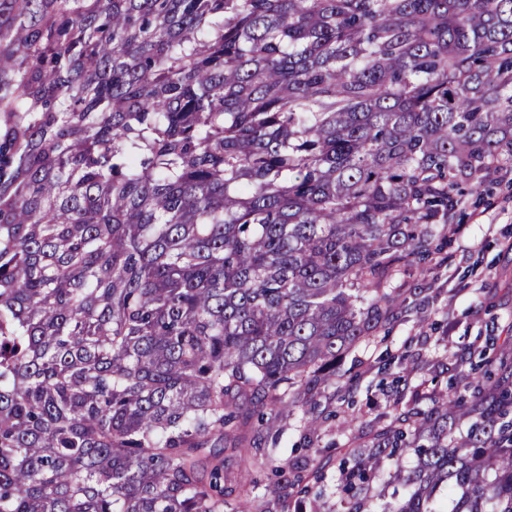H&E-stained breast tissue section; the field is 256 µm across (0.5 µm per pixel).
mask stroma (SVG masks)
I'll return each mask as SVG.
<instances>
[{
  "label": "stroma",
  "instance_id": "stroma-1",
  "mask_svg": "<svg viewBox=\"0 0 512 512\" xmlns=\"http://www.w3.org/2000/svg\"><path fill=\"white\" fill-rule=\"evenodd\" d=\"M456 221L469 225L468 238L445 239L441 264L415 278L429 284L433 304L390 323L344 362L354 403L337 406L335 419L321 429L326 492L335 488L347 448L386 424L388 396L447 385L457 355L483 362L495 344L512 336V179L498 178L469 194Z\"/></svg>",
  "mask_w": 512,
  "mask_h": 512
}]
</instances>
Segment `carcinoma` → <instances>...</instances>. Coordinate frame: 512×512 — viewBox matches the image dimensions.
<instances>
[{"mask_svg":"<svg viewBox=\"0 0 512 512\" xmlns=\"http://www.w3.org/2000/svg\"><path fill=\"white\" fill-rule=\"evenodd\" d=\"M508 168L512 0H0V512H332L343 360ZM453 369L344 512H512V338ZM299 433L291 423L290 426L284 429L276 449V453L282 458H296L305 455L306 451L299 447Z\"/></svg>","mask_w":512,"mask_h":512,"instance_id":"obj_1","label":"carcinoma"}]
</instances>
